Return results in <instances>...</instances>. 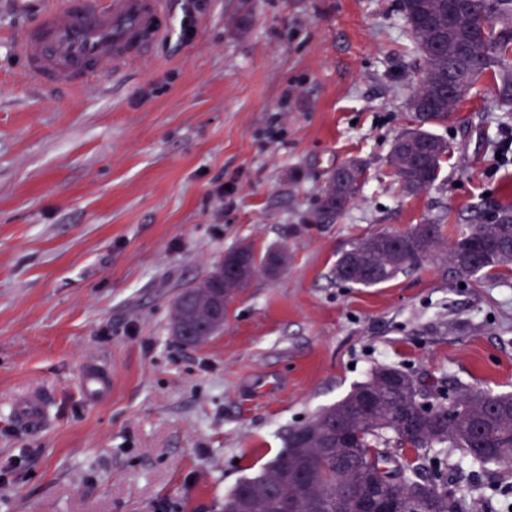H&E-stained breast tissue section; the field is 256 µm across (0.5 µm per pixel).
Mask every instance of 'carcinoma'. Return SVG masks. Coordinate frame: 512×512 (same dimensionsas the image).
<instances>
[{"mask_svg": "<svg viewBox=\"0 0 512 512\" xmlns=\"http://www.w3.org/2000/svg\"><path fill=\"white\" fill-rule=\"evenodd\" d=\"M400 7L419 58L412 99L425 128L418 141L432 148L422 163L392 169L401 190L414 195L434 183L448 155V142L429 130L460 107L443 89L457 81L473 86L498 59L512 54L502 33L476 23L480 16L487 22L512 20V0H463L461 7L456 0H400ZM358 190L347 166L337 168L320 198L319 220L342 214ZM439 251L461 278L511 273L512 202L477 212L474 224L450 243L443 242L439 224L364 238L336 260L334 275L371 287ZM284 255L282 249L260 254L250 244L225 255L178 295L172 335L192 346L201 328L199 307L224 312V266H238L246 286L259 271L273 276ZM419 385L393 366L375 367L341 400L289 429L286 447L224 495L219 512H356L359 501L373 496L394 500L400 512H478L469 498L448 493V472L439 456L453 448L473 465L511 469L512 393L494 394L456 379L432 391Z\"/></svg>", "mask_w": 512, "mask_h": 512, "instance_id": "obj_1", "label": "carcinoma"}]
</instances>
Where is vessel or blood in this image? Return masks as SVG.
Wrapping results in <instances>:
<instances>
[{
    "instance_id": "obj_1",
    "label": "vessel or blood",
    "mask_w": 512,
    "mask_h": 512,
    "mask_svg": "<svg viewBox=\"0 0 512 512\" xmlns=\"http://www.w3.org/2000/svg\"><path fill=\"white\" fill-rule=\"evenodd\" d=\"M168 0H68L40 13L18 43L28 75L47 88H88L142 58L166 34ZM83 400L96 404L112 392V374L89 362L80 372ZM14 421L42 429L48 406L33 393L12 408Z\"/></svg>"
}]
</instances>
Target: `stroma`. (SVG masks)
<instances>
[{
  "mask_svg": "<svg viewBox=\"0 0 512 512\" xmlns=\"http://www.w3.org/2000/svg\"><path fill=\"white\" fill-rule=\"evenodd\" d=\"M169 0L151 53L97 91L48 92L17 53L30 13L0 0V512H217L283 448L288 429L379 365L512 392V274L460 280L426 260L372 287L339 282L363 238L440 224L457 238L478 206L512 201V104L484 76L432 131L438 178L408 196L387 159L413 123L418 65L399 0ZM364 175L335 220L329 175ZM243 244L288 266L231 302L197 347L173 302ZM107 364L104 404L78 371ZM49 405L40 432L10 415ZM457 488L485 512L512 503V471ZM47 401L39 393H33L12 407L14 421L28 431L42 429L48 420Z\"/></svg>",
  "mask_w": 512,
  "mask_h": 512,
  "instance_id": "obj_1",
  "label": "stroma"
}]
</instances>
